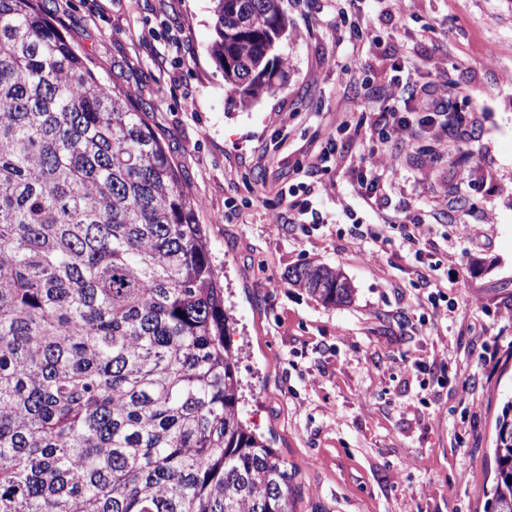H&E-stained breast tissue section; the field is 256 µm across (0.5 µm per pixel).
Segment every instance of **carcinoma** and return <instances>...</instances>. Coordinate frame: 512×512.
<instances>
[{"label": "carcinoma", "instance_id": "cac0c4a2", "mask_svg": "<svg viewBox=\"0 0 512 512\" xmlns=\"http://www.w3.org/2000/svg\"><path fill=\"white\" fill-rule=\"evenodd\" d=\"M248 104L284 78L281 0H214ZM328 305L341 271L288 274ZM224 287L146 109L42 0H0V512H290L286 462L238 408ZM491 512H512V400Z\"/></svg>", "mask_w": 512, "mask_h": 512}]
</instances>
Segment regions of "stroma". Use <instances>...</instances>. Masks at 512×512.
Listing matches in <instances>:
<instances>
[{"instance_id": "1", "label": "stroma", "mask_w": 512, "mask_h": 512, "mask_svg": "<svg viewBox=\"0 0 512 512\" xmlns=\"http://www.w3.org/2000/svg\"><path fill=\"white\" fill-rule=\"evenodd\" d=\"M44 3L95 74L146 107L179 170L224 285L241 416L285 459L293 512H487L512 398V0H356L388 61L349 57L336 0H282L286 77L245 107L208 53L212 0ZM395 58L417 83L470 89L471 154L423 112L418 152L380 151L358 129L384 108ZM371 163L388 176L373 209L359 180ZM449 201L465 234L440 218ZM408 215L423 260L394 245L367 264L352 226ZM307 262L339 269L351 302L289 286Z\"/></svg>"}]
</instances>
